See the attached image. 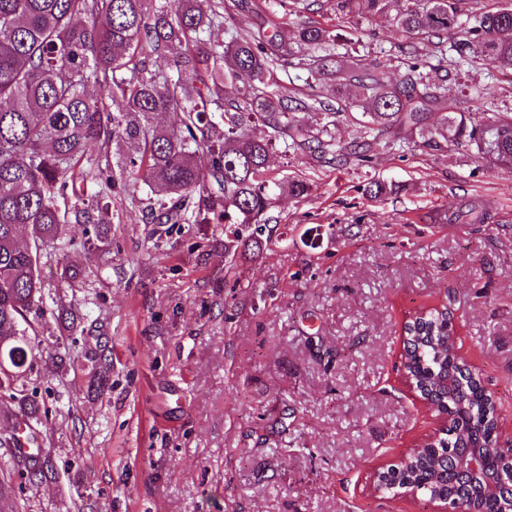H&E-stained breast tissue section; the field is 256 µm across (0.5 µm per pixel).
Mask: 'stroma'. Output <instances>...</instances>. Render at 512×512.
<instances>
[{
	"instance_id": "obj_1",
	"label": "stroma",
	"mask_w": 512,
	"mask_h": 512,
	"mask_svg": "<svg viewBox=\"0 0 512 512\" xmlns=\"http://www.w3.org/2000/svg\"><path fill=\"white\" fill-rule=\"evenodd\" d=\"M280 22L276 0H224L214 37ZM401 40L392 26L363 39L392 60L393 80ZM464 81L447 110H512V75ZM442 113L428 112L405 151L376 147L368 167L273 153L274 176L310 190L277 198L258 248L225 252L230 224L149 223L142 185L127 182L109 254L43 268L54 297L85 314L88 341L41 386L56 480L0 512H78L86 496L99 512H433L373 489L444 423L402 378L410 313L448 306L458 351L512 436V169L464 144L432 149ZM305 123L343 145L363 134L356 106L334 125L318 112ZM373 180L400 191L372 197ZM65 260L89 268L77 287L59 278ZM102 347L112 390L100 399L76 374Z\"/></svg>"
}]
</instances>
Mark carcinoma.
Listing matches in <instances>:
<instances>
[{
  "label": "carcinoma",
  "instance_id": "carcinoma-1",
  "mask_svg": "<svg viewBox=\"0 0 512 512\" xmlns=\"http://www.w3.org/2000/svg\"><path fill=\"white\" fill-rule=\"evenodd\" d=\"M171 17L159 0H0V499L14 488L32 491L52 478L49 451L39 427L49 422L31 376L59 374L70 347L64 333L81 326L76 311L51 308L41 277L43 247L109 251L105 199L119 197L126 179L142 182V212L154 224L224 222L252 229L260 244L266 214L277 196H304L307 183L279 179L269 167L277 150H309L347 157L333 140L310 134L301 113L315 109L307 98L270 90L274 61L310 76L336 77V100L319 102L327 116L350 101L370 103L368 129L385 134L413 130L429 107L444 103L460 75L483 61L512 72V4L478 6V0H336L338 24L327 29L303 22L300 45L323 47L353 38L352 19L394 26L404 72L385 80L389 63L366 54L346 69L336 57L306 56L277 34L244 33L215 41L224 0H180ZM283 17L299 15L320 0H278ZM167 60V69L157 60ZM448 60L442 83L430 82V60ZM249 82L239 84L241 75ZM181 114L178 128L161 129L159 113ZM258 133L245 138L241 126ZM444 141H467L490 160L512 167V118L500 112L480 123L460 113L443 118ZM123 143L116 165L92 158L88 147ZM82 226L81 239L72 225ZM51 316L59 335L44 336L34 323ZM446 306L416 312L404 325L403 366L422 399L448 416L444 436L410 463L390 469L386 486H422L431 498L458 512H483L488 502L480 480L460 461L479 448L492 472L504 468L490 452L498 430V405L480 377L457 356ZM112 355L100 350L86 372L94 389L110 388ZM35 445L17 453L19 434ZM20 483L13 486V475Z\"/></svg>",
  "mask_w": 512,
  "mask_h": 512
}]
</instances>
